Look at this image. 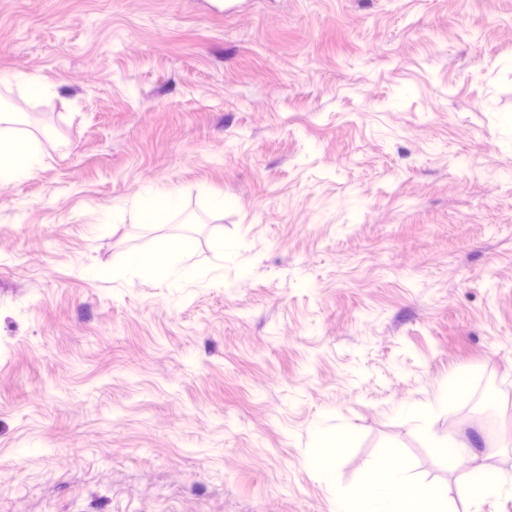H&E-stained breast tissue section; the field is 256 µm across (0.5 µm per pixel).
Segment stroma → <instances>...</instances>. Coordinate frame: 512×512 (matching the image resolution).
<instances>
[{
  "label": "stroma",
  "instance_id": "35a3bbf8",
  "mask_svg": "<svg viewBox=\"0 0 512 512\" xmlns=\"http://www.w3.org/2000/svg\"><path fill=\"white\" fill-rule=\"evenodd\" d=\"M2 112L0 512H512V0H0Z\"/></svg>",
  "mask_w": 512,
  "mask_h": 512
}]
</instances>
